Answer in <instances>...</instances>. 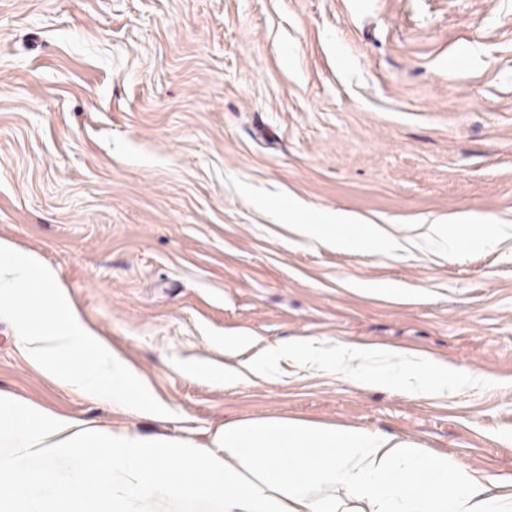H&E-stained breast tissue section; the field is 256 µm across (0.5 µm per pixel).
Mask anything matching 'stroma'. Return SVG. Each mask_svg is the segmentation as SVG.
I'll list each match as a JSON object with an SVG mask.
<instances>
[{"label":"stroma","mask_w":512,"mask_h":512,"mask_svg":"<svg viewBox=\"0 0 512 512\" xmlns=\"http://www.w3.org/2000/svg\"><path fill=\"white\" fill-rule=\"evenodd\" d=\"M296 202L397 236L512 223V0H0V238L172 416L55 384L0 318L1 391L202 445L237 419L353 425L512 482V243L339 250L290 226ZM309 337L481 380L418 400L299 360L232 386L202 372Z\"/></svg>","instance_id":"obj_1"}]
</instances>
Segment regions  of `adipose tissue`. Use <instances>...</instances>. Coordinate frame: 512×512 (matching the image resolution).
Wrapping results in <instances>:
<instances>
[{
    "label": "adipose tissue",
    "instance_id": "ef3b65f1",
    "mask_svg": "<svg viewBox=\"0 0 512 512\" xmlns=\"http://www.w3.org/2000/svg\"><path fill=\"white\" fill-rule=\"evenodd\" d=\"M300 232L371 253L407 251L412 236L336 212ZM461 256L512 239L482 236L465 217L424 230ZM350 373L361 384L403 388L414 399L449 398L471 375L447 362L337 344L324 355L293 339L259 353L253 375L271 376L283 356ZM512 512V482L492 481L461 459L381 431L297 419L225 423L209 444L179 435L143 436L49 413L0 392V512Z\"/></svg>",
    "mask_w": 512,
    "mask_h": 512
}]
</instances>
